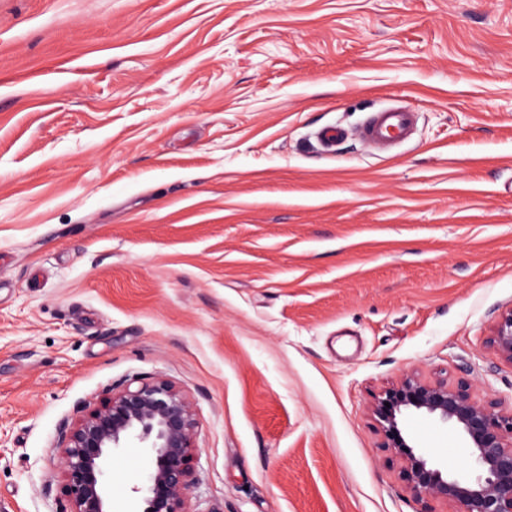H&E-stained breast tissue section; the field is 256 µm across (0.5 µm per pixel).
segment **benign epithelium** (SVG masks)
Returning a JSON list of instances; mask_svg holds the SVG:
<instances>
[{"instance_id":"obj_1","label":"benign epithelium","mask_w":512,"mask_h":512,"mask_svg":"<svg viewBox=\"0 0 512 512\" xmlns=\"http://www.w3.org/2000/svg\"><path fill=\"white\" fill-rule=\"evenodd\" d=\"M490 346L512 365V305L502 309L491 328ZM370 415L385 448L404 461L403 475L417 497L444 506L443 512H512V411L482 399L471 386L428 380L417 372L382 389L370 404ZM422 413L450 424L468 439L479 470L461 482L435 465L403 435L402 424ZM192 404L171 381H134L97 405H88L59 439L58 467L70 512H110L108 482L114 451L136 439L150 448L152 467L137 512H193L192 461L198 453Z\"/></svg>"}]
</instances>
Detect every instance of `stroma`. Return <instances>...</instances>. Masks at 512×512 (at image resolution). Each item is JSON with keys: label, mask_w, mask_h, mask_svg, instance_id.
Masks as SVG:
<instances>
[{"label": "stroma", "mask_w": 512, "mask_h": 512, "mask_svg": "<svg viewBox=\"0 0 512 512\" xmlns=\"http://www.w3.org/2000/svg\"><path fill=\"white\" fill-rule=\"evenodd\" d=\"M511 305L512 0H0V512H68L60 430L135 377L192 403L193 512H434L367 406L512 403ZM414 122L415 113L410 109L387 108L371 113L359 128L358 134L366 145L383 149L391 144L409 140ZM488 342L504 361L512 365V305L498 313Z\"/></svg>", "instance_id": "obj_1"}]
</instances>
